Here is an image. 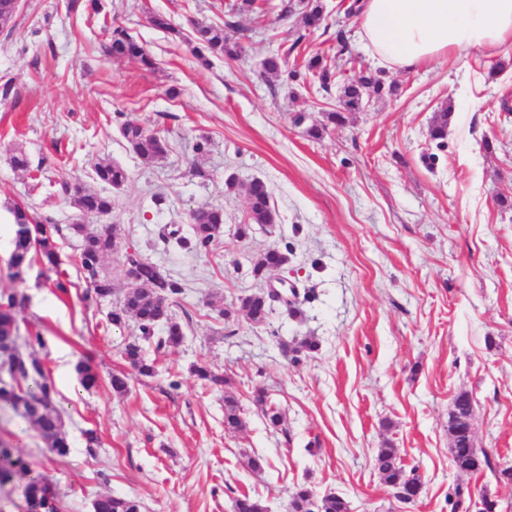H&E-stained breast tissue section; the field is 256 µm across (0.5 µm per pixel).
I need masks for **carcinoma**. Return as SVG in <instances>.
Listing matches in <instances>:
<instances>
[{
	"instance_id": "cac0c4a2",
	"label": "carcinoma",
	"mask_w": 512,
	"mask_h": 512,
	"mask_svg": "<svg viewBox=\"0 0 512 512\" xmlns=\"http://www.w3.org/2000/svg\"><path fill=\"white\" fill-rule=\"evenodd\" d=\"M266 14L265 0H232L228 16L231 20L225 25L233 26L232 18L240 15H254L258 18ZM302 28L313 29L323 21L321 0H305L299 12ZM197 44L215 57L236 59L242 47L230 41L224 29L213 25H195ZM107 51L114 58H134L151 69L154 59L124 29H112ZM262 73L282 81L294 80L302 76L316 79L320 87L327 91L340 79L341 71L335 69L328 60L313 56L305 64V72L288 69L280 58L271 56L262 62ZM397 87L386 84L377 74L370 72L357 79L344 83L343 105L345 111L361 108L364 96L393 95ZM452 105L443 104L433 116L430 136L434 140L445 138L451 119ZM123 138L130 143L136 154L144 160L164 157L168 152V142L161 136L148 132L139 125L124 123L120 127ZM95 179L104 185L120 188L129 180L126 168L114 161H105L95 167ZM64 193L71 196L74 204L87 213L104 214L112 210V198L86 188L79 182H65ZM248 208L250 223L238 227V234L246 237L257 224L270 233L276 224L277 214L271 207V193L261 179H254L248 186ZM14 221V249L9 266L12 277L23 279V275L34 259H39L56 267L59 264L55 250L54 236L59 228L52 224L38 223L27 209L20 205L11 210ZM74 233L83 237L79 254L81 270L90 281L95 296L106 298L112 295V278L103 272V258L112 253L115 241L108 229L89 232L82 224L71 226ZM224 229V212L219 209H199L192 214V237H177L176 244L184 249L201 251L207 249ZM288 261L286 253L280 249L266 251L253 265L257 278H265L281 263ZM141 287L127 292L109 315V322L121 326L130 318L136 320L143 340L154 344L155 350L179 346L184 338L181 324L169 314V307L182 294L181 285L160 274L157 269L143 261L138 263ZM274 299L265 293H255L239 299L238 311L244 313L254 323L266 322L272 313ZM23 304V296L18 291H0V408H9L26 422L36 427L47 445L51 457L62 460L70 453L71 444L60 410L55 403V386L50 379L43 359L36 356L45 347L44 337L36 332L22 336L16 319L17 309ZM32 350L26 357L18 358L15 351L19 344ZM284 353L296 362L318 349V343L304 338L293 346L283 345ZM123 355L139 374L149 376L154 364L148 362L139 343L126 345ZM80 382L86 388L96 386L98 374L87 360L76 367ZM452 409L461 416L473 415L471 396L466 391L457 393ZM243 424L237 400L224 396V427L229 432L238 431ZM452 439L451 455L455 468L465 474L475 475L489 470L503 483H512V467L504 469L493 463L488 451L475 446L474 433L466 423L448 425ZM375 467L383 483L396 490L398 500H415L424 490V482L416 469H405L398 450L390 445L378 449ZM16 474L28 476L25 500L28 512H60L61 499L54 490L50 478L44 474L30 475L28 462L22 452L11 442L0 438V482L9 481ZM471 492L468 486L456 484L453 493L448 495L450 512H469ZM236 512H267L264 502L246 493L236 498ZM94 512H140V504L134 498L102 495L94 504ZM288 512H350L349 503L336 495L317 497L306 485L295 489L288 503Z\"/></svg>"
}]
</instances>
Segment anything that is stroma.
Instances as JSON below:
<instances>
[{
  "label": "stroma",
  "instance_id": "1",
  "mask_svg": "<svg viewBox=\"0 0 512 512\" xmlns=\"http://www.w3.org/2000/svg\"><path fill=\"white\" fill-rule=\"evenodd\" d=\"M348 2L322 0L323 23L303 32L297 18L274 14L225 28L229 0H22L0 32V87L11 88L0 95V289L24 295L19 328L46 340L40 356L70 454L48 462L44 441L8 409L0 438L52 479L62 512H92L105 494L138 498L142 512H233L244 493L288 512L302 484L340 495L351 512H448V490L463 482L512 512V484L457 472L448 436L452 399L468 392L477 447L512 465V45L383 70L397 93L367 97L335 124L336 93L313 79L268 81L260 62L281 56L300 70L320 55L336 60L343 80L357 78L372 61ZM153 14L182 38L153 27ZM197 23L224 27L243 56L202 65L187 39ZM116 25L154 68L105 54ZM444 103L453 115L440 143L430 126ZM125 121L165 137L167 154L141 159L119 132ZM18 153L28 170L13 166ZM104 159L122 163L129 181L108 188V215L82 213L61 184L96 188ZM256 178L268 183L278 222L242 237ZM17 204L61 229L59 267L33 261L20 284L9 276ZM211 207L223 209L224 232L209 249L165 242L173 231L190 236L191 213ZM74 224L115 227L103 260L111 297L88 298ZM273 247L287 249L281 275L303 297L297 316L278 302L255 324L230 308L265 289L252 266ZM131 250L183 288L171 312L185 339L162 353L145 345L150 376L122 357L139 334L135 320H108ZM302 336L318 349L291 362L283 346ZM85 357L100 378L92 389L75 370ZM198 366L225 384L198 379ZM119 372L128 375L121 394L110 385ZM258 387L280 426L254 403ZM228 394L244 420L233 433L224 429ZM387 442L424 481L415 504L399 502L373 466ZM251 458L262 469L249 468Z\"/></svg>",
  "mask_w": 512,
  "mask_h": 512
}]
</instances>
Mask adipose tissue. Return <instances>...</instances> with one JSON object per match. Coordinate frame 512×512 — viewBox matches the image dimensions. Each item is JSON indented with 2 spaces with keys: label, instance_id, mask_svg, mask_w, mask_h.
Listing matches in <instances>:
<instances>
[{
  "label": "adipose tissue",
  "instance_id": "obj_1",
  "mask_svg": "<svg viewBox=\"0 0 512 512\" xmlns=\"http://www.w3.org/2000/svg\"><path fill=\"white\" fill-rule=\"evenodd\" d=\"M359 35L377 66L410 69L512 45V0H361Z\"/></svg>",
  "mask_w": 512,
  "mask_h": 512
}]
</instances>
